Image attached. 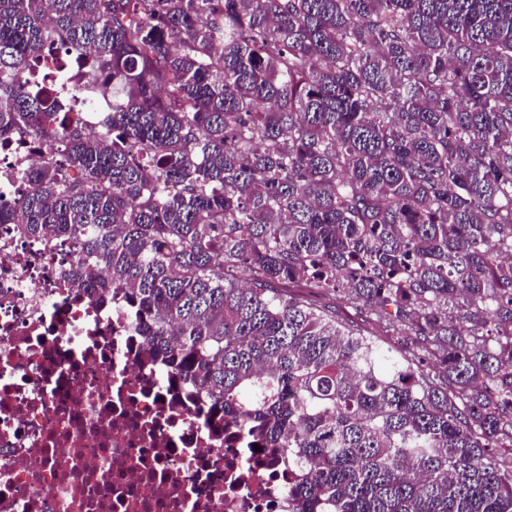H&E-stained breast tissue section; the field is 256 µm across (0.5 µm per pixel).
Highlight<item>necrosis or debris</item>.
<instances>
[{
  "label": "necrosis or debris",
  "instance_id": "necrosis-or-debris-1",
  "mask_svg": "<svg viewBox=\"0 0 512 512\" xmlns=\"http://www.w3.org/2000/svg\"><path fill=\"white\" fill-rule=\"evenodd\" d=\"M47 154L0 145V202ZM74 251L0 224V512H292L287 462L145 352L131 305L71 288Z\"/></svg>",
  "mask_w": 512,
  "mask_h": 512
}]
</instances>
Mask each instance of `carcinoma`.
Returning <instances> with one entry per match:
<instances>
[{
	"mask_svg": "<svg viewBox=\"0 0 512 512\" xmlns=\"http://www.w3.org/2000/svg\"><path fill=\"white\" fill-rule=\"evenodd\" d=\"M50 47L101 128L27 89ZM27 132L55 159L0 224L75 243L294 512H512V0H0Z\"/></svg>",
	"mask_w": 512,
	"mask_h": 512,
	"instance_id": "obj_1",
	"label": "carcinoma"
}]
</instances>
